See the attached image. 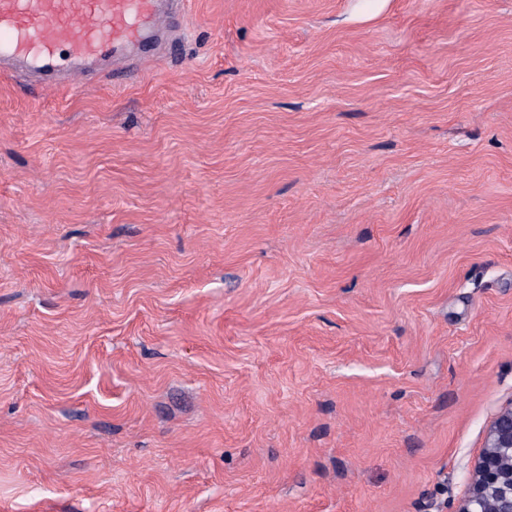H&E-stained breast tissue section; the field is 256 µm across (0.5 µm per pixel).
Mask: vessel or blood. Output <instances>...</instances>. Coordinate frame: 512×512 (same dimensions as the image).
I'll use <instances>...</instances> for the list:
<instances>
[{"label": "vessel or blood", "mask_w": 512, "mask_h": 512, "mask_svg": "<svg viewBox=\"0 0 512 512\" xmlns=\"http://www.w3.org/2000/svg\"><path fill=\"white\" fill-rule=\"evenodd\" d=\"M170 19L160 0H0V59L37 76L56 66L79 76L83 64L145 46Z\"/></svg>", "instance_id": "b4317fda"}]
</instances>
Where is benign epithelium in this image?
<instances>
[{
  "instance_id": "1",
  "label": "benign epithelium",
  "mask_w": 512,
  "mask_h": 512,
  "mask_svg": "<svg viewBox=\"0 0 512 512\" xmlns=\"http://www.w3.org/2000/svg\"><path fill=\"white\" fill-rule=\"evenodd\" d=\"M488 500L494 501L495 512H512V407L501 411L490 424L468 496L458 512H484Z\"/></svg>"
}]
</instances>
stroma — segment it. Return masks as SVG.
I'll return each mask as SVG.
<instances>
[{
    "label": "stroma",
    "mask_w": 512,
    "mask_h": 512,
    "mask_svg": "<svg viewBox=\"0 0 512 512\" xmlns=\"http://www.w3.org/2000/svg\"><path fill=\"white\" fill-rule=\"evenodd\" d=\"M357 5L0 71V512H456L512 406V0Z\"/></svg>",
    "instance_id": "stroma-1"
}]
</instances>
